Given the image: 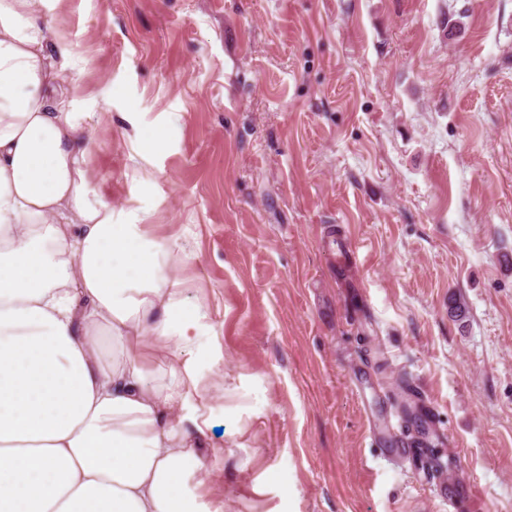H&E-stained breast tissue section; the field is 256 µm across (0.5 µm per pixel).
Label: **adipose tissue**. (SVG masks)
<instances>
[{"label":"adipose tissue","mask_w":512,"mask_h":512,"mask_svg":"<svg viewBox=\"0 0 512 512\" xmlns=\"http://www.w3.org/2000/svg\"><path fill=\"white\" fill-rule=\"evenodd\" d=\"M45 2L0 0V512H223L187 484L208 471L184 426L212 429L193 403L189 256L92 195L91 128ZM148 345L170 357L165 382Z\"/></svg>","instance_id":"ef3b65f1"}]
</instances>
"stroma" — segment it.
Masks as SVG:
<instances>
[{"instance_id":"1","label":"stroma","mask_w":512,"mask_h":512,"mask_svg":"<svg viewBox=\"0 0 512 512\" xmlns=\"http://www.w3.org/2000/svg\"><path fill=\"white\" fill-rule=\"evenodd\" d=\"M91 189L190 254L224 512H512V0H48ZM164 131L144 153L136 132ZM361 262L337 280L330 249ZM434 404L419 463L387 419ZM449 464L453 479L417 480Z\"/></svg>"}]
</instances>
